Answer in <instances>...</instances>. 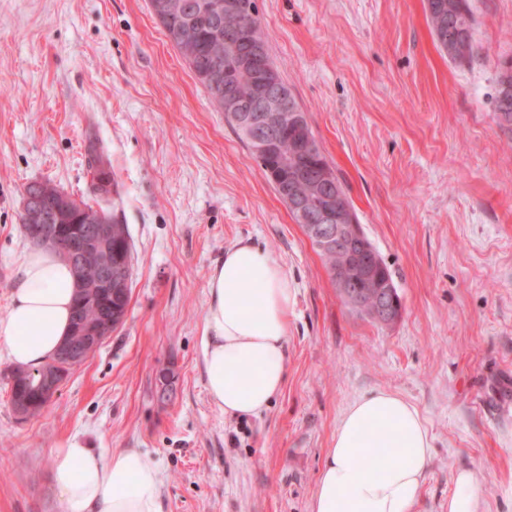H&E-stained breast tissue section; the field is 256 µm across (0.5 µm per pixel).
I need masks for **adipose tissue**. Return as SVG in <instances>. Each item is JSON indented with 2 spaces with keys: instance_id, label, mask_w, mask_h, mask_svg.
Masks as SVG:
<instances>
[{
  "instance_id": "1",
  "label": "adipose tissue",
  "mask_w": 512,
  "mask_h": 512,
  "mask_svg": "<svg viewBox=\"0 0 512 512\" xmlns=\"http://www.w3.org/2000/svg\"><path fill=\"white\" fill-rule=\"evenodd\" d=\"M75 278L57 251L37 247L17 263L0 346L10 360L36 369L67 335ZM203 363L212 404L232 416L266 410L286 378V346L295 290L271 254L241 241L206 277ZM432 459V437L418 409L376 390L344 413L327 450L310 512H414ZM60 512H160L155 463L126 448L103 456L79 437L52 460Z\"/></svg>"
}]
</instances>
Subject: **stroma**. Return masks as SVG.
<instances>
[{
  "label": "stroma",
  "mask_w": 512,
  "mask_h": 512,
  "mask_svg": "<svg viewBox=\"0 0 512 512\" xmlns=\"http://www.w3.org/2000/svg\"><path fill=\"white\" fill-rule=\"evenodd\" d=\"M470 62L426 0H256L260 32L402 302L383 325L347 305L300 224L167 38L149 0H0V319L32 244L21 198L47 182L126 224L125 323L39 414L16 415L0 349V512H59L50 467L71 436L137 448L161 512H308L347 408L387 390L433 439L416 512H446L470 471L481 512H512V131L499 126L512 0H470ZM110 161L90 193L88 146ZM296 289L287 378L258 415L209 400L206 275L238 241ZM171 369L160 394L156 374Z\"/></svg>",
  "instance_id": "stroma-1"
}]
</instances>
